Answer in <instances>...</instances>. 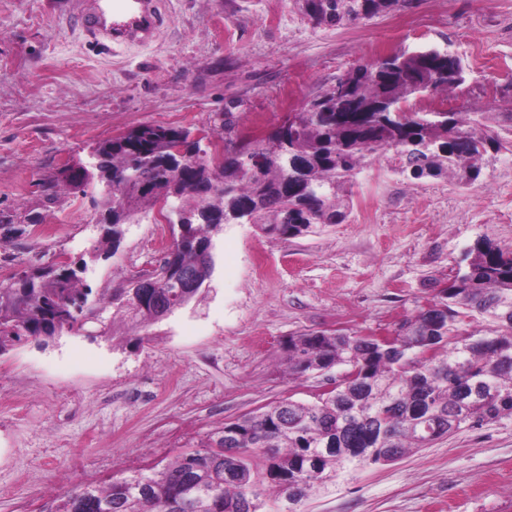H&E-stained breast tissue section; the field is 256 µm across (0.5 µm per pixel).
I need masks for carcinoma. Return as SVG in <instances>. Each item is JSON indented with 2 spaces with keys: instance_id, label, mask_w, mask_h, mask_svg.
I'll return each instance as SVG.
<instances>
[{
  "instance_id": "carcinoma-1",
  "label": "carcinoma",
  "mask_w": 512,
  "mask_h": 512,
  "mask_svg": "<svg viewBox=\"0 0 512 512\" xmlns=\"http://www.w3.org/2000/svg\"><path fill=\"white\" fill-rule=\"evenodd\" d=\"M401 0H306L317 23L340 25L394 9ZM343 98L323 92L267 136L246 146L263 158L242 171L191 144L181 171L174 149L190 131L142 126L99 142L97 166L77 186L115 185L100 194L107 220L97 251L109 256L122 226L161 201L179 202L181 231L174 265L196 273L198 287L124 291L117 309L141 326L188 304L210 277L212 238L223 224H251L263 235L289 239L316 224L347 217L341 197L381 150H394L395 172L413 179L448 175L462 185L479 179L488 150L499 141L466 112H419L407 107L423 93L453 92L465 82L459 59L438 49L387 55L337 79ZM298 221L284 223L285 211ZM467 265L437 300L404 319L395 342L343 333L304 334L288 345V369L298 379L345 365L350 378L313 402L285 399L224 424L205 445L163 468L130 478L76 487L48 512H259L269 488L288 512L315 489L369 464L392 462L444 435L485 420L512 416V252L488 240L468 250ZM91 289L77 271L48 264L0 288V354L22 341L45 342L84 329ZM497 324L500 332L465 336L462 318Z\"/></svg>"
}]
</instances>
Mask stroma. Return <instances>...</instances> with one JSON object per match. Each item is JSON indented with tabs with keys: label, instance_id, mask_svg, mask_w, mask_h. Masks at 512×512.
I'll use <instances>...</instances> for the list:
<instances>
[{
	"label": "stroma",
	"instance_id": "obj_1",
	"mask_svg": "<svg viewBox=\"0 0 512 512\" xmlns=\"http://www.w3.org/2000/svg\"><path fill=\"white\" fill-rule=\"evenodd\" d=\"M304 0H161L145 44L100 49L72 21L73 0H0V287L19 272L82 268L90 330L0 355V512L72 487L133 476L199 448L242 415L313 401L341 368L288 374L291 338L394 332L432 302L487 238L512 250V0H404L355 23L316 24ZM436 48L466 81L415 110L489 113L480 178L411 179L379 153L357 178L349 215L282 240L250 224L213 238L214 265L188 305L145 327L101 297L163 260L154 216L125 225L94 258L96 192L64 187L96 142L139 125L175 126L212 144L230 113L233 146L271 131L338 77L393 52ZM301 512H512V416L442 437L314 491Z\"/></svg>",
	"mask_w": 512,
	"mask_h": 512
}]
</instances>
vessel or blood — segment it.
<instances>
[{"mask_svg":"<svg viewBox=\"0 0 512 512\" xmlns=\"http://www.w3.org/2000/svg\"><path fill=\"white\" fill-rule=\"evenodd\" d=\"M76 24L97 45L148 43L163 22L158 0H96L91 10L75 17Z\"/></svg>","mask_w":512,"mask_h":512,"instance_id":"vessel-or-blood-1","label":"vessel or blood"}]
</instances>
